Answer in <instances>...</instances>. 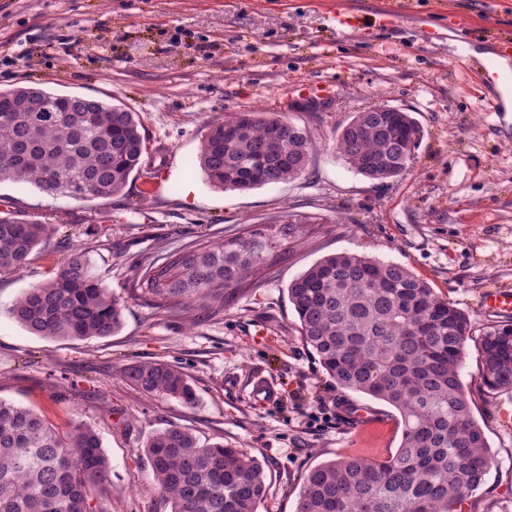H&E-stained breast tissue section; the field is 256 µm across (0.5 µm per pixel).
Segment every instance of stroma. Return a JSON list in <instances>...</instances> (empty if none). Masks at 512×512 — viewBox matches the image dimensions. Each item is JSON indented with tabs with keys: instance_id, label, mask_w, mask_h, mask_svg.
Instances as JSON below:
<instances>
[{
	"instance_id": "stroma-1",
	"label": "stroma",
	"mask_w": 512,
	"mask_h": 512,
	"mask_svg": "<svg viewBox=\"0 0 512 512\" xmlns=\"http://www.w3.org/2000/svg\"><path fill=\"white\" fill-rule=\"evenodd\" d=\"M380 0H0V88L35 86L136 112L144 166L109 200L75 201L30 184H0V211L54 225L27 267L0 277V399L66 429L96 430L111 469L104 512H171L151 488L145 446L178 426L198 443L242 448L263 466L258 512H295L305 476L334 459H382L401 429L387 404L338 387L300 341L288 286L324 256L349 251L408 267L470 317L460 367L493 462L468 512H512V391L487 389L480 343L499 315L492 290L512 291V85L480 72L485 27L512 34V0H410L399 27L362 35L329 29L331 11L371 17ZM29 59L18 60L22 48ZM401 107L421 129L407 173L385 182L350 169L336 149L354 112ZM245 109L275 112L313 141L305 174L223 191L197 156L211 122ZM169 147L157 155L158 143ZM156 194L142 192L146 181ZM323 216L283 248L255 287L194 320L134 296L124 267L164 246L220 241L288 213ZM78 249L125 303L117 334L85 340L31 335L9 314L46 271ZM164 360L190 376L186 404L141 393L124 368ZM278 397L253 398L256 379ZM368 417L357 421L354 408Z\"/></svg>"
}]
</instances>
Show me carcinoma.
<instances>
[{
    "instance_id": "1",
    "label": "carcinoma",
    "mask_w": 512,
    "mask_h": 512,
    "mask_svg": "<svg viewBox=\"0 0 512 512\" xmlns=\"http://www.w3.org/2000/svg\"><path fill=\"white\" fill-rule=\"evenodd\" d=\"M63 112H45L50 102ZM0 183L20 182L52 197L110 199L139 171L145 149L136 113L100 100L41 88L0 89ZM275 113L244 110L209 127L198 165L224 190L290 182L306 171L311 136ZM420 129L407 112H356L337 139L345 164L372 181L401 177ZM324 219L287 214L251 224L217 245L206 242L126 268L138 296L161 310L212 315L254 287L270 255L297 242ZM50 226L0 215V276L23 270ZM301 341L336 384L393 407L401 442L382 460L318 464L306 475L295 512H460L491 463L485 435L460 379L468 315L439 298L407 267L350 252L328 255L288 287ZM124 304L76 250L51 276L9 309L29 333L51 340L105 338L123 323ZM484 385L512 391V323L483 334ZM125 381L147 395L195 401L182 367L134 362ZM155 492L171 512H258L266 492L262 465L242 448L201 446L171 426L148 440ZM111 484L96 431L76 424L61 432L28 408L0 399V512H90Z\"/></svg>"
}]
</instances>
